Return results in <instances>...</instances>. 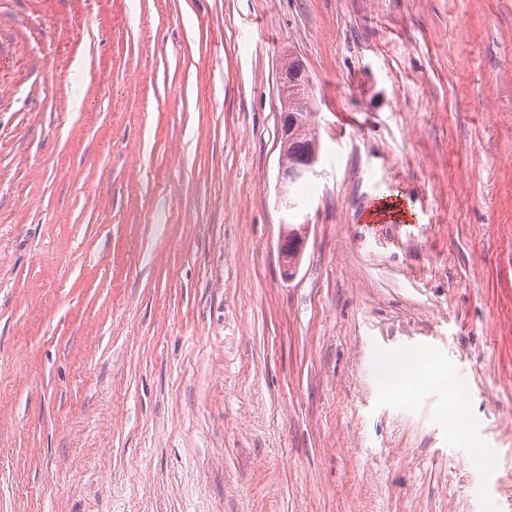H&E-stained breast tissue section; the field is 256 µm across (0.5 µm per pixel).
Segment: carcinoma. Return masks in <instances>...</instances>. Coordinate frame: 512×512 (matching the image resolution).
Returning <instances> with one entry per match:
<instances>
[{"label":"carcinoma","instance_id":"carcinoma-1","mask_svg":"<svg viewBox=\"0 0 512 512\" xmlns=\"http://www.w3.org/2000/svg\"><path fill=\"white\" fill-rule=\"evenodd\" d=\"M297 69V62L289 59L283 63V75L288 81L283 86L288 89L285 93L288 110L297 113L301 124L296 128L294 139L290 147L281 153L280 166L288 168H301L306 158V146L315 141V131L311 121V100L307 90V79L302 76L295 78L293 72Z\"/></svg>","mask_w":512,"mask_h":512}]
</instances>
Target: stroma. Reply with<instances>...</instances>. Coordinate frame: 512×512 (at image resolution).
I'll return each instance as SVG.
<instances>
[{
    "mask_svg": "<svg viewBox=\"0 0 512 512\" xmlns=\"http://www.w3.org/2000/svg\"><path fill=\"white\" fill-rule=\"evenodd\" d=\"M289 57L319 163L288 191ZM425 358L461 423L382 397ZM510 494L512 0H0V512ZM300 225L301 224H298V225L289 224L288 225V229L290 226V230L288 233H292V234L289 235V245L284 247L281 251V257L283 259L284 266H286L288 268V275L290 277L294 274V270L296 269V267L299 263V258H300L302 247L304 244V238H305L304 234L306 233V230L308 229L307 225L302 224L301 230L299 232H295L300 229ZM293 232H295V233H293Z\"/></svg>",
    "mask_w": 512,
    "mask_h": 512,
    "instance_id": "stroma-1",
    "label": "stroma"
}]
</instances>
